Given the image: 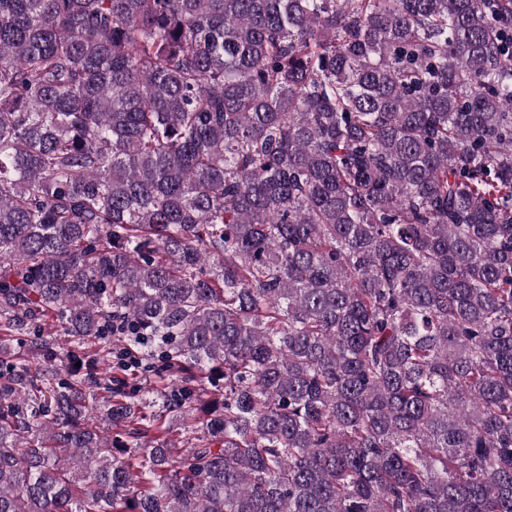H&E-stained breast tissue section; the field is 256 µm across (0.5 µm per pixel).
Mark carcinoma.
Listing matches in <instances>:
<instances>
[{"instance_id": "carcinoma-1", "label": "carcinoma", "mask_w": 512, "mask_h": 512, "mask_svg": "<svg viewBox=\"0 0 512 512\" xmlns=\"http://www.w3.org/2000/svg\"><path fill=\"white\" fill-rule=\"evenodd\" d=\"M0 512H512V0H0ZM118 360L114 355H112V376H118L120 378H125L130 383L139 384L142 387H155V388H163L164 392L169 394L171 392V377L168 379L166 376H159L154 372L145 373L141 366L129 363L127 367H122L117 365Z\"/></svg>"}]
</instances>
